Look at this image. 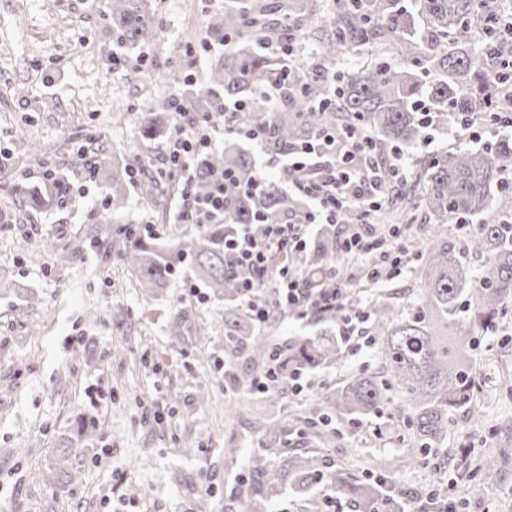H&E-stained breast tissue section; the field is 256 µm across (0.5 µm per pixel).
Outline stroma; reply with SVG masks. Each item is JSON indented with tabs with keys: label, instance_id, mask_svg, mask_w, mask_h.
<instances>
[{
	"label": "stroma",
	"instance_id": "1",
	"mask_svg": "<svg viewBox=\"0 0 512 512\" xmlns=\"http://www.w3.org/2000/svg\"><path fill=\"white\" fill-rule=\"evenodd\" d=\"M110 0H0V512H195L207 498L222 512L227 446L256 447L244 418L291 421L325 386L375 368V348L345 353L336 365L310 372L312 387L272 402L263 393L232 392L224 375V301L194 276L180 256L168 288L143 299L117 256V233L151 224L177 245L195 232L177 224V200L151 201L142 180L123 181V206L106 211L112 168L140 155L162 167L165 143L143 135L151 102L173 98L174 77L194 89L224 49L209 42L214 15L203 0H148L158 47L118 43ZM457 142L453 119L433 122L401 157L408 180L424 160ZM59 155L33 157L28 144ZM102 168L91 183L78 173L85 159ZM66 168L70 190L50 207L44 172ZM31 193L19 201L16 184ZM418 260L393 279L367 286L362 297L392 296L406 311L418 288ZM183 317L182 337L170 332ZM473 404L454 414L443 466L459 512H512V459L469 478L474 454L512 444V309L486 335L478 353ZM240 409L228 419L227 405ZM389 405L365 419L328 454L363 471L375 459H396L397 490L425 499L436 476L408 458L405 419ZM100 433L86 442L78 472L55 483L61 448L78 420Z\"/></svg>",
	"mask_w": 512,
	"mask_h": 512
}]
</instances>
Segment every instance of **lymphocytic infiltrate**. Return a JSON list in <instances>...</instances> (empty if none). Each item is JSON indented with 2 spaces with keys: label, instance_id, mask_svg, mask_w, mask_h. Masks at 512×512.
<instances>
[{
  "label": "lymphocytic infiltrate",
  "instance_id": "lymphocytic-infiltrate-1",
  "mask_svg": "<svg viewBox=\"0 0 512 512\" xmlns=\"http://www.w3.org/2000/svg\"><path fill=\"white\" fill-rule=\"evenodd\" d=\"M176 114L174 133L165 146L167 165L159 176L183 186L177 219L182 224L223 223L230 176L224 169L206 165L222 129L212 119H197L181 105ZM367 145V137L360 134L341 142L327 135L309 144L283 173L289 187L312 201V209L283 224L242 229L225 240L224 249L233 259L246 293L267 291L274 296L272 308L253 311L256 325L266 324L276 310L300 318L311 313L329 314L336 318L337 339L348 349L356 351L370 345L371 339L363 331L368 307L355 291L347 267L350 262H360L366 281L372 284L399 275L407 232L401 224L378 226L370 221L385 190L378 180L384 160L368 153ZM326 152L330 161L319 164V157ZM201 171L206 172L211 186L204 200L189 190ZM350 207L357 208L361 223L343 224V214ZM316 224L341 225L337 262L327 273H297L284 259L307 249L310 228Z\"/></svg>",
  "mask_w": 512,
  "mask_h": 512
}]
</instances>
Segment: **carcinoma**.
Masks as SVG:
<instances>
[{
	"instance_id": "obj_1",
	"label": "carcinoma",
	"mask_w": 512,
	"mask_h": 512,
	"mask_svg": "<svg viewBox=\"0 0 512 512\" xmlns=\"http://www.w3.org/2000/svg\"><path fill=\"white\" fill-rule=\"evenodd\" d=\"M479 0H230L224 15L209 26L215 38L233 41V48L210 72V83L224 90L186 89L182 104L202 117L224 113V102L246 104L247 121L270 131L269 143L296 152L321 131L346 133L349 128L371 133L376 152L399 151L418 140L424 114L441 119L453 115L467 126L473 114L484 113L492 124L512 114V33L508 16L480 12ZM119 38L131 46L154 39L144 0H112ZM330 32L314 63L288 64L286 50L309 33L321 12ZM375 45L378 54L347 72L329 74L351 46ZM400 63H393V59ZM281 88L282 103L267 112L259 93ZM175 102L163 101L144 113V135L150 139L165 128V113ZM214 168L235 174L229 185L224 223L206 224L177 252L188 255L196 277L212 294L233 303L268 308L272 301L256 292L244 296L224 240L242 224L278 222L301 211L298 198L271 181L261 196L245 194L258 175L250 156L238 143L224 142V153L210 155ZM512 168V137L474 150L464 139L426 161L413 189L401 196V210L423 203L432 213L418 242L423 256L420 288L405 314L391 317V297L380 294L369 308L380 336L378 371L359 372L326 388L311 412L293 414L292 423L257 426L259 448L224 449V469L246 475L234 480L224 495V512H269L282 491L304 495L301 512H326L327 499L311 493L316 484L346 499L356 512H377L387 502L390 512H405L406 502L391 491L385 470L371 466L356 474L337 466L325 446L344 436L346 428L379 416L397 401L407 411L408 448L422 460L447 456L444 450L450 414L471 409L475 390L474 355L481 336L512 303V221L493 205L494 189L512 198V183L503 181ZM480 216L483 224L459 248L442 230L452 218L465 225ZM120 259L133 269L138 287L152 297L172 278L170 246L141 233L124 234ZM484 259L479 287H471L464 256ZM336 240L331 237L305 258L304 266L333 263ZM342 345L327 338L304 336L277 343L255 331L249 310L224 312V371L241 389L275 367L280 384L271 393H288V378L297 372L336 364ZM320 444L291 446L290 432Z\"/></svg>"
}]
</instances>
